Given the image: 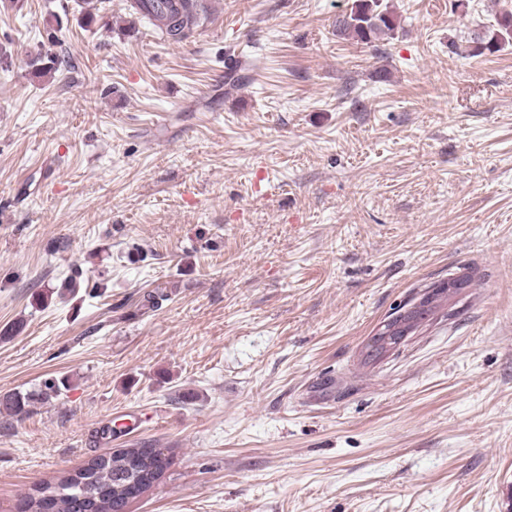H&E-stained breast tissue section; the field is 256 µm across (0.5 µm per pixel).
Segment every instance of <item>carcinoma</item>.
<instances>
[{"instance_id":"1","label":"carcinoma","mask_w":512,"mask_h":512,"mask_svg":"<svg viewBox=\"0 0 512 512\" xmlns=\"http://www.w3.org/2000/svg\"><path fill=\"white\" fill-rule=\"evenodd\" d=\"M140 15L162 29L175 42L184 40L197 22L195 0H137ZM398 27L395 14L382 0H354L350 12L336 20V32L362 43H371ZM481 50L493 51L512 42V11L497 19L496 27L473 33ZM33 73L43 77L61 67L65 59L45 64L35 57ZM249 65L239 58L225 62L224 85L234 89L246 78ZM61 391L59 383L48 378L38 393L13 392L0 398V408L17 413L37 400H49ZM172 463L162 451L146 446L123 448L97 456L55 483H46L25 495L20 512H128L130 503L149 489Z\"/></svg>"}]
</instances>
